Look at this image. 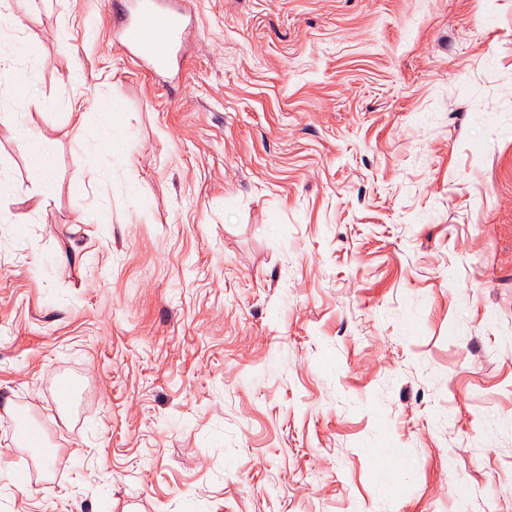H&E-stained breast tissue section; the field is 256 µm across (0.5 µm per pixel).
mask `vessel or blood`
<instances>
[{
	"mask_svg": "<svg viewBox=\"0 0 512 512\" xmlns=\"http://www.w3.org/2000/svg\"><path fill=\"white\" fill-rule=\"evenodd\" d=\"M111 11L122 17L113 29L115 41L142 66L166 72L178 65L185 30L183 11L171 9L169 0H145L132 18L125 14L124 0H114Z\"/></svg>",
	"mask_w": 512,
	"mask_h": 512,
	"instance_id": "vessel-or-blood-1",
	"label": "vessel or blood"
}]
</instances>
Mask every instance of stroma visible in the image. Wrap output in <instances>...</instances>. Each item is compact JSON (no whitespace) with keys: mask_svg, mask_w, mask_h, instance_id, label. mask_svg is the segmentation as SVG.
Masks as SVG:
<instances>
[{"mask_svg":"<svg viewBox=\"0 0 512 512\" xmlns=\"http://www.w3.org/2000/svg\"><path fill=\"white\" fill-rule=\"evenodd\" d=\"M108 2L0 19V512H512V0ZM170 0H147L139 13L127 16L114 27L115 41L136 61L154 72H167L179 65L185 11L173 10ZM153 2V5L152 3ZM23 52L22 38L16 34H0V74L16 70V63Z\"/></svg>","mask_w":512,"mask_h":512,"instance_id":"1","label":"stroma"}]
</instances>
